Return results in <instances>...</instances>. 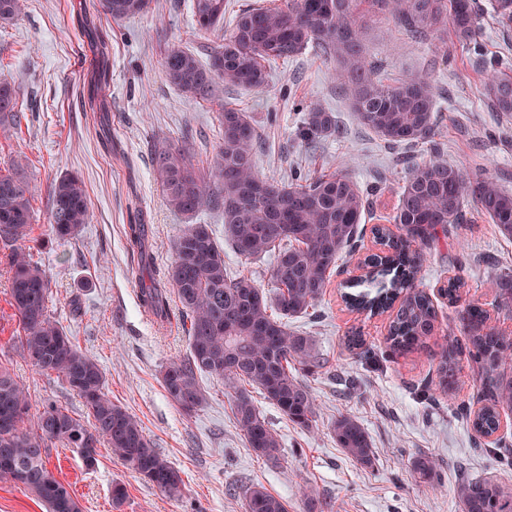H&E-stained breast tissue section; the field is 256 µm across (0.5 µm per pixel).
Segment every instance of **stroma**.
I'll use <instances>...</instances> for the list:
<instances>
[{
	"label": "stroma",
	"instance_id": "obj_1",
	"mask_svg": "<svg viewBox=\"0 0 512 512\" xmlns=\"http://www.w3.org/2000/svg\"><path fill=\"white\" fill-rule=\"evenodd\" d=\"M93 0H26L24 12L0 26V81L14 85L25 116L12 135H0V170L25 160L31 185L33 254L52 273L48 310L65 333L105 373L112 402L140 419L144 432L183 479L181 497L171 498L139 476L107 446L95 467H86L71 448L55 444L47 467L69 487L83 512H244V492L260 484L288 502L289 512H307L308 497L331 504L332 512H462L455 488L460 476L493 478L512 489V407H501L499 431L478 435L469 412L484 404L481 363L469 353L457 358L448 390L424 393L443 353L464 340L458 313L477 303L488 322L512 335V311L499 308L494 276L512 273V240L467 208L448 242L427 252L416 285L438 307L432 332L408 352L390 350L389 317L348 311L340 298L345 258L321 300L308 314L289 319L296 333L312 337L324 361L314 372L299 371L315 404L310 428L302 429L265 400L257 405L282 444L278 463L248 448L224 393L222 379L202 373L205 404L187 415L168 398L162 373L186 356L188 336L179 322L163 325L139 302L142 269L127 239L131 224L145 227L156 268L172 259L183 219L166 205L152 166L159 142L191 136L194 162L202 173L222 135L224 106L244 109L262 133L254 156L257 170L285 182L346 170L368 190L369 213L362 222L359 252L374 249L371 229L394 212L406 170L413 162L440 158L466 177L483 175L512 191V115L490 111L481 94L484 70L512 69V26L485 12L479 39L471 46L440 31L414 39L384 15L359 17L361 39L379 65L383 83L425 77L436 112L433 143L388 148L355 117L335 74L336 63L315 46L298 57L267 64L264 87L245 90L219 84L215 98L195 101L171 85L161 58L174 44L208 61L212 36L196 30L191 0H152L148 14L113 22L92 9ZM106 81L90 82L98 70ZM335 115L339 131L307 140L300 136L306 112ZM81 177L90 204L88 224L76 238L58 240L48 224L49 186L60 176ZM9 247L0 244V365L26 387L32 411L51 400L76 416L81 399L57 375L44 374L20 355L18 318L10 304ZM461 281L459 303L440 289ZM361 333L362 350H348L346 336ZM355 417L369 433L375 457L363 466L348 458L331 432L340 415ZM422 455L438 462L435 482L412 468ZM127 499L112 506L113 484Z\"/></svg>",
	"mask_w": 512,
	"mask_h": 512
}]
</instances>
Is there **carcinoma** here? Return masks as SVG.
Wrapping results in <instances>:
<instances>
[{
  "mask_svg": "<svg viewBox=\"0 0 512 512\" xmlns=\"http://www.w3.org/2000/svg\"><path fill=\"white\" fill-rule=\"evenodd\" d=\"M373 3L398 25L423 37L444 27L464 42H474L484 13L481 0H282L273 7L249 8L221 32L224 0H194L199 30L213 33L219 44L204 66L195 54L173 45L162 68L168 81L187 97L208 100L217 80L244 89H260L266 64L298 56L315 44L336 60L338 76L359 122L389 145L424 143L434 135L437 101L423 77L384 85L366 53L355 25V12ZM150 0H102L112 20L148 11ZM23 0H0V25L22 14ZM482 95L496 112L512 113V71H488ZM16 90L0 81V132L9 136L20 122ZM224 138L211 169L219 190L213 191L192 162L189 149L166 142L155 146V173L171 210L190 220L201 210L224 212V239L244 259L274 254L272 296L250 277L231 275L224 252L205 224H189L174 242L173 258L162 280L141 278L140 300L157 319H170V298L176 297L189 324V355L171 361L162 381L169 399L185 414L206 402L197 374L224 379L237 424L257 457L277 462L281 443L261 413L248 387L293 424L307 428L314 416L309 388L290 370L295 362L308 369L322 366V357L309 336L288 329V318L305 314L324 294L344 256L356 248L359 224L365 218L368 195L345 171L337 170L303 183L287 184L259 174L254 148L259 131L243 110L224 106ZM337 132L336 117L316 109L307 113V138ZM477 211L512 239V192L484 176L467 178L455 166L431 157L413 164L398 195L393 224L372 229L383 250L366 256L369 274L344 286L346 306L371 315L396 309L389 324L392 349L407 351L429 334L437 318L431 296L413 289V279L425 260L419 242L429 246L448 237L460 223L464 208ZM89 222V204L76 175L58 179L51 193L48 223L58 239H72ZM31 228V190L18 173L0 174V240L13 246L9 258L10 299L22 330L23 356L43 373H55L82 399L91 420L74 417L48 402L30 414L29 397L12 375L0 368V478L23 485L48 512H82L67 487L47 467L49 448L61 442L77 448L84 464L94 465L105 444L142 480L178 497L180 471L144 434L139 419L112 403L103 392L100 366L81 353L48 313L51 275L33 261L27 249ZM144 225L130 224V247L145 258ZM499 305L512 309V274L495 276ZM469 353L482 363L489 387L486 404L474 414L473 429L483 435L499 427L498 405L512 403V381L497 377L512 338L487 325L486 311L468 304L460 312ZM459 354L452 345L437 368L438 386L453 379ZM337 446L352 460L372 465L374 448L368 432L355 418L342 415L333 424ZM419 478L433 482L437 464L423 455L413 462ZM456 495L465 512H512V491L492 479L463 478ZM245 512H288V503L265 487L252 485L244 494Z\"/></svg>",
  "mask_w": 512,
  "mask_h": 512,
  "instance_id": "1",
  "label": "carcinoma"
}]
</instances>
